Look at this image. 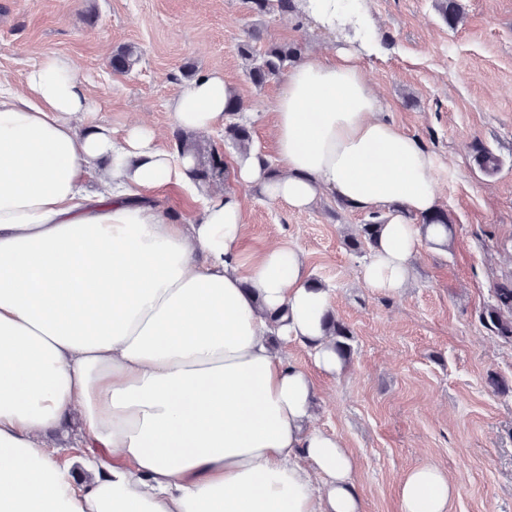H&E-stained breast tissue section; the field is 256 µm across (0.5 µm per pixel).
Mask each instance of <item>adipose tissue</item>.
Wrapping results in <instances>:
<instances>
[{
    "mask_svg": "<svg viewBox=\"0 0 512 512\" xmlns=\"http://www.w3.org/2000/svg\"><path fill=\"white\" fill-rule=\"evenodd\" d=\"M294 4L337 36L336 58L291 68L275 167L240 152L233 177L297 210L329 194L384 212L362 280L402 294L423 241L448 243L419 223L439 207L435 158L366 82L379 49L367 0ZM229 93L218 71L182 84L176 129L222 127ZM93 110L60 56L43 55L23 90L0 84V512H363L353 455L311 428L315 385L274 344L301 341L342 370L329 293L302 251L243 262L237 191H208L197 157L160 148L149 125L116 138ZM170 183L203 195L198 216L174 223L150 198ZM69 421L96 451L82 478L52 438ZM457 493L424 464L402 475L399 512H448Z\"/></svg>",
    "mask_w": 512,
    "mask_h": 512,
    "instance_id": "1",
    "label": "adipose tissue"
}]
</instances>
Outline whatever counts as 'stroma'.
I'll return each instance as SVG.
<instances>
[{
	"label": "stroma",
	"mask_w": 512,
	"mask_h": 512,
	"mask_svg": "<svg viewBox=\"0 0 512 512\" xmlns=\"http://www.w3.org/2000/svg\"><path fill=\"white\" fill-rule=\"evenodd\" d=\"M389 52L363 64L387 117L434 155L448 244H424L405 291L388 297L361 280L365 264L346 245L369 214L331 197L299 212L234 179L244 203L245 243L301 250L312 280L351 330L338 375L322 372L295 341L285 356L317 386L311 428L339 435L357 460L364 512H399L398 478L421 464L444 469L459 488L448 512H512V344L479 315L495 284L512 280V0H459L448 24L437 0H368ZM298 42L304 58H333L337 43L297 15L254 14L248 0H0V81L23 86L40 53L74 61L97 106L92 121L113 135L143 120L176 148L168 100L187 75L219 71L251 112V147L274 158L271 104L283 82L251 83L239 49ZM138 62L114 71L118 48ZM484 144L500 160L480 171ZM506 384L498 393L490 378Z\"/></svg>",
	"instance_id": "obj_1"
}]
</instances>
